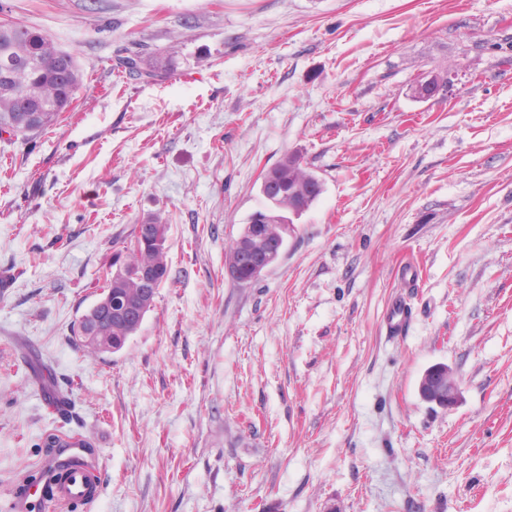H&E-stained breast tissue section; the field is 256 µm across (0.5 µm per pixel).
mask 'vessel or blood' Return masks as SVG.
Returning <instances> with one entry per match:
<instances>
[{
  "label": "vessel or blood",
  "instance_id": "obj_1",
  "mask_svg": "<svg viewBox=\"0 0 512 512\" xmlns=\"http://www.w3.org/2000/svg\"><path fill=\"white\" fill-rule=\"evenodd\" d=\"M411 316L408 305L392 304L385 319L387 335H401ZM97 494L98 472L86 461L83 449L73 446L62 449L57 460L45 465L36 486L13 493L8 508L10 512H65L74 504L93 503Z\"/></svg>",
  "mask_w": 512,
  "mask_h": 512
}]
</instances>
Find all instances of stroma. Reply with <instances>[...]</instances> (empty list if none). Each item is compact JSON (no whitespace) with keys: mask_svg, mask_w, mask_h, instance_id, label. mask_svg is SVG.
Returning a JSON list of instances; mask_svg holds the SVG:
<instances>
[{"mask_svg":"<svg viewBox=\"0 0 512 512\" xmlns=\"http://www.w3.org/2000/svg\"><path fill=\"white\" fill-rule=\"evenodd\" d=\"M1 21L83 86L0 138V506L68 432L102 472L73 512H512V0H0ZM143 47L162 78L116 68ZM290 153L324 190L234 285L225 253ZM157 215L169 278L89 358L71 328ZM395 300L413 319L389 337ZM436 365L452 408L419 393ZM424 387L434 392L435 398L430 402L441 408L453 407L459 399V386L453 372L444 366H434L429 373H425L419 383V391Z\"/></svg>","mask_w":512,"mask_h":512,"instance_id":"1","label":"stroma"}]
</instances>
